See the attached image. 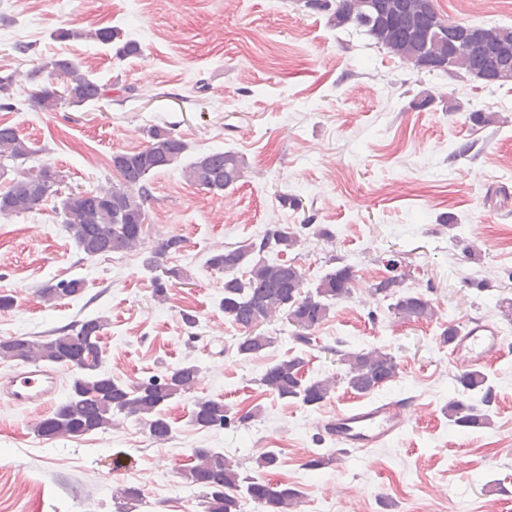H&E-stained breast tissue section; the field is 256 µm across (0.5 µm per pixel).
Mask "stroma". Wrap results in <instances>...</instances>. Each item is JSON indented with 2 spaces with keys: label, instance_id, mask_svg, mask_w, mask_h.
Instances as JSON below:
<instances>
[{
  "label": "stroma",
  "instance_id": "35a3bbf8",
  "mask_svg": "<svg viewBox=\"0 0 512 512\" xmlns=\"http://www.w3.org/2000/svg\"><path fill=\"white\" fill-rule=\"evenodd\" d=\"M435 4L455 22L512 26V0ZM109 26L137 41L139 54L121 59L114 46L84 36ZM61 29L76 38L56 40ZM57 55L110 85L108 100L32 108L25 75ZM0 73L14 74L18 87L0 122L17 127L38 149L34 163L55 165L72 187L118 182L113 154L144 146L155 125L188 143L187 159L230 149L246 166L220 195L189 185L178 164L151 176L154 202L133 253L86 256L51 200L0 219V294L14 298L0 309V336H53L102 316L106 372L142 382L188 361L201 371L194 394L166 407L168 442L155 443L121 416L104 434L46 440L34 431L45 410L8 402L5 384L18 365L0 362V512H110L129 486L144 495L130 512H201L204 489L181 477L198 448L297 487L296 512H512V322L500 309L512 299V83L487 87L461 72L415 70L367 36L330 27L301 0H0ZM426 97L430 105L418 107ZM479 110L499 113V123L473 126L468 115ZM465 142L470 153L452 158ZM283 194L301 208L283 207ZM269 224L297 229L290 256L308 279L340 257L356 280L311 345L297 343L277 318L264 327L272 346L245 360L220 308L224 276L207 260ZM320 227L333 240L318 237ZM172 235L183 244L165 263L184 278L161 301L144 260ZM390 258L405 289L432 300V320L397 319L371 295L391 272ZM70 278L84 280L83 294L43 301L41 288ZM186 313L196 316L194 328L184 325ZM480 318L500 331L499 352L481 366L494 401L487 425L460 433L443 408L462 368L439 336ZM338 344L391 353L397 378L364 397L337 385L315 409L260 385L268 364L294 355L304 359L305 377L342 375L329 352ZM198 395L253 417L195 429L189 415ZM400 401L412 405L410 423L375 447L337 449L325 430L336 412ZM270 450L278 465L260 472L257 461ZM316 455L330 465L309 469Z\"/></svg>",
  "mask_w": 512,
  "mask_h": 512
}]
</instances>
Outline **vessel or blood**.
Wrapping results in <instances>:
<instances>
[{"label":"vessel or blood","instance_id":"obj_1","mask_svg":"<svg viewBox=\"0 0 512 512\" xmlns=\"http://www.w3.org/2000/svg\"><path fill=\"white\" fill-rule=\"evenodd\" d=\"M497 327L477 320L466 326L450 350L455 362L464 367L480 366L498 352ZM56 376L41 368L15 371L9 378L7 394L17 406H40L56 393ZM411 407L405 403L369 405L336 413L327 422L329 433L342 448H371L399 433L408 423Z\"/></svg>","mask_w":512,"mask_h":512}]
</instances>
